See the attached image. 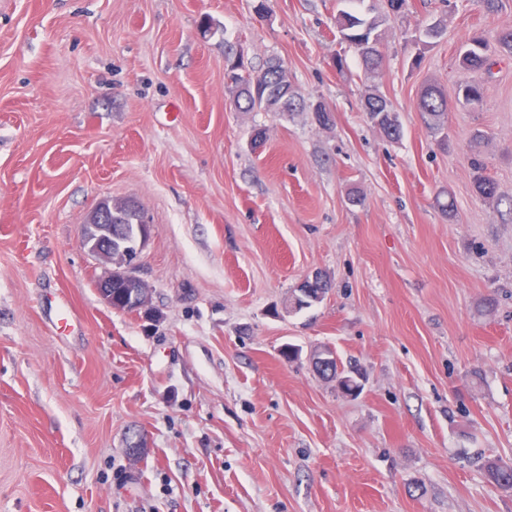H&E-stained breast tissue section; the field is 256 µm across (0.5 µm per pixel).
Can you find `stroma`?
<instances>
[{
	"label": "stroma",
	"instance_id": "1",
	"mask_svg": "<svg viewBox=\"0 0 512 512\" xmlns=\"http://www.w3.org/2000/svg\"><path fill=\"white\" fill-rule=\"evenodd\" d=\"M254 4L0 0V512H512L482 468L512 463V58L481 106L456 96L463 43L512 28V0H409L375 73L339 0ZM230 44L332 124L236 111ZM430 83L444 149L416 110ZM375 89L400 140L362 109ZM106 198L150 223L155 320L96 290L82 225ZM317 271L329 292L292 308ZM325 347L363 369L358 397L315 372ZM471 166L473 170L477 172L474 178V188L478 196L487 200L497 199L498 191L496 183L482 174L484 170L483 162L475 157L472 159Z\"/></svg>",
	"mask_w": 512,
	"mask_h": 512
}]
</instances>
